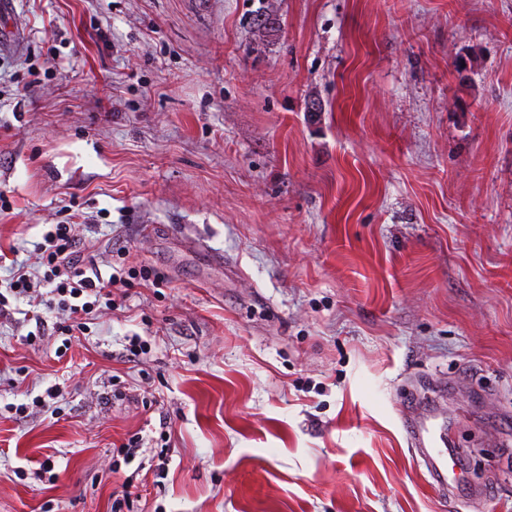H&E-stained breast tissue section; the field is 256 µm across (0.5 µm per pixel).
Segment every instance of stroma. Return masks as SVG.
Here are the masks:
<instances>
[{
    "mask_svg": "<svg viewBox=\"0 0 512 512\" xmlns=\"http://www.w3.org/2000/svg\"><path fill=\"white\" fill-rule=\"evenodd\" d=\"M14 12L0 245L36 264L71 214L140 277L68 344L10 298L0 512H112L128 475L131 512H512V0ZM407 408L451 424L446 492Z\"/></svg>",
    "mask_w": 512,
    "mask_h": 512,
    "instance_id": "obj_1",
    "label": "stroma"
}]
</instances>
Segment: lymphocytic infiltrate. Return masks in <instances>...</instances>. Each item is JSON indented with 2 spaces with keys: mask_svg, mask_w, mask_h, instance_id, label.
Instances as JSON below:
<instances>
[{
  "mask_svg": "<svg viewBox=\"0 0 512 512\" xmlns=\"http://www.w3.org/2000/svg\"><path fill=\"white\" fill-rule=\"evenodd\" d=\"M87 225L66 221L53 225L38 245V262H14L9 295L0 294V317L8 313L9 296L26 297L61 314L59 333H85L101 307H112L114 289L129 285L124 269L102 277L98 267L84 263Z\"/></svg>",
  "mask_w": 512,
  "mask_h": 512,
  "instance_id": "obj_1",
  "label": "lymphocytic infiltrate"
}]
</instances>
